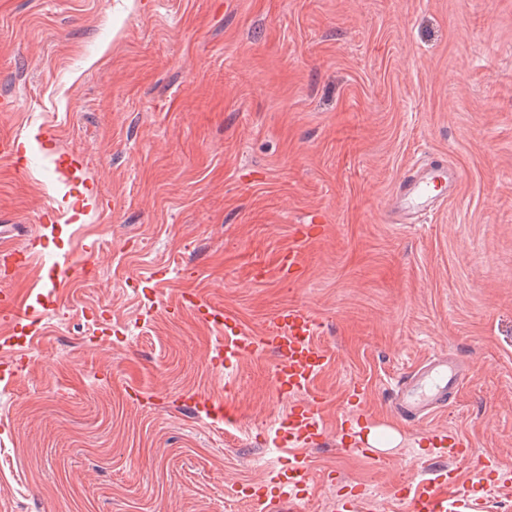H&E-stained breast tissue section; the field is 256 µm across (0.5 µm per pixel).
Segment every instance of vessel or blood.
<instances>
[{"instance_id":"b4317fda","label":"vessel or blood","mask_w":512,"mask_h":512,"mask_svg":"<svg viewBox=\"0 0 512 512\" xmlns=\"http://www.w3.org/2000/svg\"><path fill=\"white\" fill-rule=\"evenodd\" d=\"M435 175L408 177L400 185L399 197L405 204L424 207L428 204ZM206 322L223 328L226 335L224 359L232 361L253 351H270L277 359L276 392L281 399H292L287 416L288 432L295 445L288 464L280 468L262 492L250 498L263 512H283L285 506L299 504L310 495V481L305 446H313L324 435L319 406L322 397L312 388L313 378L328 364L326 352L316 344L318 320L303 308L281 310L271 320L267 335L249 334L237 319L222 307L202 302L196 297L186 300ZM464 370L454 355L432 357L422 362L398 387L395 410L398 414L419 415L445 402L449 388L463 378ZM432 455L458 460L471 455L468 442L451 430L433 433ZM410 512H449L448 498L430 481H419L410 499Z\"/></svg>"}]
</instances>
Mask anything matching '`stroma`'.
I'll use <instances>...</instances> for the list:
<instances>
[{
    "instance_id": "obj_1",
    "label": "stroma",
    "mask_w": 512,
    "mask_h": 512,
    "mask_svg": "<svg viewBox=\"0 0 512 512\" xmlns=\"http://www.w3.org/2000/svg\"><path fill=\"white\" fill-rule=\"evenodd\" d=\"M2 137L35 161L0 158V245L46 247L0 273L38 316L14 345L0 311V512H256L236 492L286 463L291 405L270 354L224 371L190 294L256 336L320 320L303 512H404L445 472L470 512H512V0H0ZM418 166L458 174L419 218L395 203ZM52 202L72 220L46 234ZM444 352L469 365L446 410L395 417L394 381ZM355 397L385 449L352 450ZM448 427L472 455L427 461Z\"/></svg>"
}]
</instances>
